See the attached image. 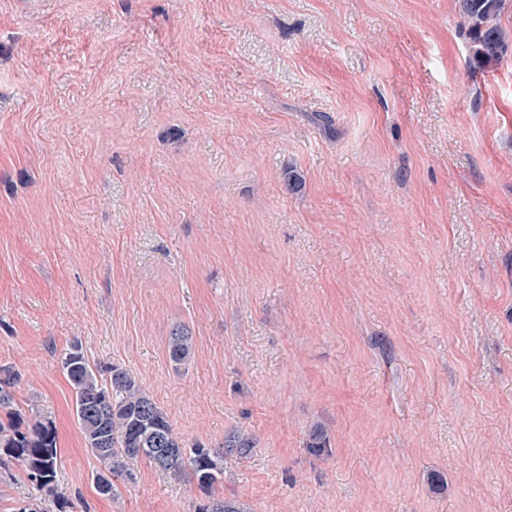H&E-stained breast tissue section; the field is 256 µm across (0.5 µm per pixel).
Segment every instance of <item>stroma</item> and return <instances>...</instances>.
I'll return each mask as SVG.
<instances>
[{"mask_svg":"<svg viewBox=\"0 0 512 512\" xmlns=\"http://www.w3.org/2000/svg\"><path fill=\"white\" fill-rule=\"evenodd\" d=\"M470 56L457 0H0V366L76 506L203 499L143 458L98 493L77 342L251 434V512H512V49ZM193 346V337L188 329L183 327L174 329L168 341L170 360L179 366L187 364L192 355Z\"/></svg>","mask_w":512,"mask_h":512,"instance_id":"1","label":"stroma"}]
</instances>
